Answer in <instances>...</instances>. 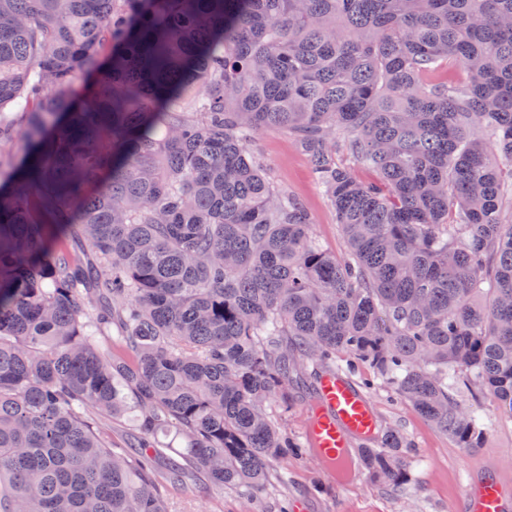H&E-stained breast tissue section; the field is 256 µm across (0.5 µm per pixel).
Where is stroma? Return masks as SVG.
I'll list each match as a JSON object with an SVG mask.
<instances>
[{
    "label": "stroma",
    "mask_w": 512,
    "mask_h": 512,
    "mask_svg": "<svg viewBox=\"0 0 512 512\" xmlns=\"http://www.w3.org/2000/svg\"><path fill=\"white\" fill-rule=\"evenodd\" d=\"M254 150L261 155L278 186L296 197L309 212L314 238L329 253L345 257L347 244L318 185L311 164L294 139L284 132L257 135ZM336 370L350 373L363 384L379 431H398L409 445L407 480L392 491L368 471L353 470L345 478L327 476L309 453L308 413L316 389V367L294 359L281 394L268 402L267 411L299 448L289 453L255 500L232 491H219L199 476H185L168 487L171 512H280L283 502L304 500L306 512H449L460 504L468 474L496 476L512 489V419L501 416L491 396L473 398L466 388L456 395L474 410L484 429L479 448L465 452L448 435L400 399L392 385L365 366L351 367L345 354H337Z\"/></svg>",
    "instance_id": "obj_1"
}]
</instances>
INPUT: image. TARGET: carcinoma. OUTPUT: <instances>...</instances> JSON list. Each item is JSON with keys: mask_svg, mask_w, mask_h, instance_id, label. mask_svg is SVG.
<instances>
[{"mask_svg": "<svg viewBox=\"0 0 512 512\" xmlns=\"http://www.w3.org/2000/svg\"><path fill=\"white\" fill-rule=\"evenodd\" d=\"M449 59L467 83L419 81ZM270 130L346 258L251 150ZM18 136L0 512H169L187 473L253 499L297 447L266 411L291 353L372 367L465 451L455 383L512 418V0H0V147ZM114 328L133 362L98 345ZM130 413L118 452L99 417ZM403 448L387 430L358 464L399 487ZM253 149L270 168L278 186L307 209L313 220V237L329 253L345 257L347 244L336 222V213L327 203L307 156L294 139L284 132H265L256 136ZM159 440L162 442L163 447L168 448L164 450V454L160 456H155L153 458V465L162 471H166L168 467V459L169 458H177L176 453L184 448L183 440L178 437L175 431H170L164 434L159 435Z\"/></svg>", "mask_w": 512, "mask_h": 512, "instance_id": "obj_1", "label": "carcinoma"}]
</instances>
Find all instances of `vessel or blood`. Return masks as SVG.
I'll return each instance as SVG.
<instances>
[{
    "label": "vessel or blood",
    "instance_id": "vessel-or-blood-1",
    "mask_svg": "<svg viewBox=\"0 0 512 512\" xmlns=\"http://www.w3.org/2000/svg\"><path fill=\"white\" fill-rule=\"evenodd\" d=\"M377 429V421L359 385L348 375L322 373L318 401L309 413L308 432L313 458L326 472L339 474L351 465L352 441H364ZM468 512H507L504 492L496 481L475 488Z\"/></svg>",
    "mask_w": 512,
    "mask_h": 512
}]
</instances>
